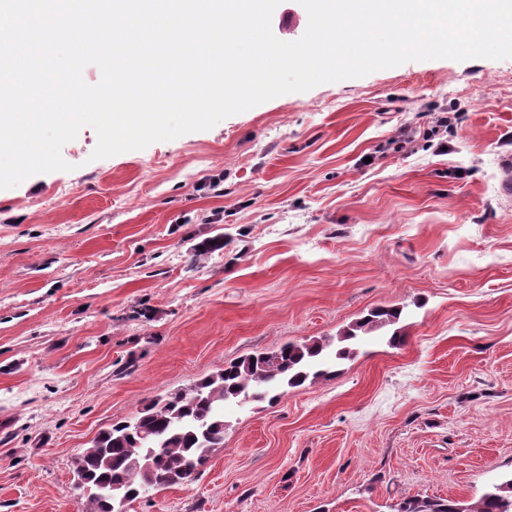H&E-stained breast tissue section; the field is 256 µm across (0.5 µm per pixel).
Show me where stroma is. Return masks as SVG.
<instances>
[{
	"label": "stroma",
	"instance_id": "obj_1",
	"mask_svg": "<svg viewBox=\"0 0 512 512\" xmlns=\"http://www.w3.org/2000/svg\"><path fill=\"white\" fill-rule=\"evenodd\" d=\"M282 0L271 29L300 39ZM446 141V153L435 150ZM0 189V512H77L112 421L224 363L335 341L333 375L224 406L196 478L127 512H391L512 473V58L408 61ZM223 250L196 257L204 239ZM401 314L402 309L394 306L372 309L366 316L361 318L346 331L343 337L340 338V341L353 340L358 336L394 325L400 320Z\"/></svg>",
	"mask_w": 512,
	"mask_h": 512
}]
</instances>
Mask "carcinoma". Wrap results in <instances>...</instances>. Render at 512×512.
<instances>
[{
    "label": "carcinoma",
    "mask_w": 512,
    "mask_h": 512,
    "mask_svg": "<svg viewBox=\"0 0 512 512\" xmlns=\"http://www.w3.org/2000/svg\"><path fill=\"white\" fill-rule=\"evenodd\" d=\"M402 309L379 307L368 312L340 341L396 324ZM327 343H287L224 364L202 378L190 391H176L145 405L131 420H117L102 429L92 445L76 458L74 473L80 490L78 512H113L112 500L96 488L120 487L132 502L147 489L190 482L224 445V403L240 396L273 401L275 388H299L309 379L327 375L319 368ZM394 512H512V477L492 485L478 501L464 506L454 499L409 497Z\"/></svg>",
    "instance_id": "1"
}]
</instances>
